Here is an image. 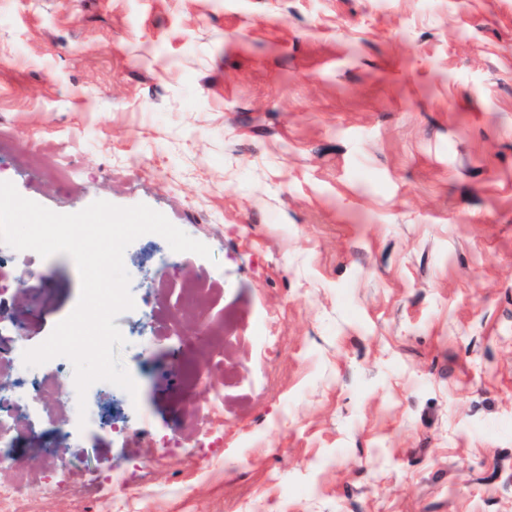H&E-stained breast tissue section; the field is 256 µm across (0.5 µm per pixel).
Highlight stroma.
Returning <instances> with one entry per match:
<instances>
[{"label":"stroma","instance_id":"obj_1","mask_svg":"<svg viewBox=\"0 0 512 512\" xmlns=\"http://www.w3.org/2000/svg\"><path fill=\"white\" fill-rule=\"evenodd\" d=\"M0 130L24 198L144 204L212 252L127 247L137 398L86 402L130 425H76L56 373L0 449L19 512H103L117 469L132 512H512V0H0ZM80 290L0 242V344ZM176 366L183 392L192 393L203 381V373L192 362L185 359H178Z\"/></svg>","mask_w":512,"mask_h":512}]
</instances>
